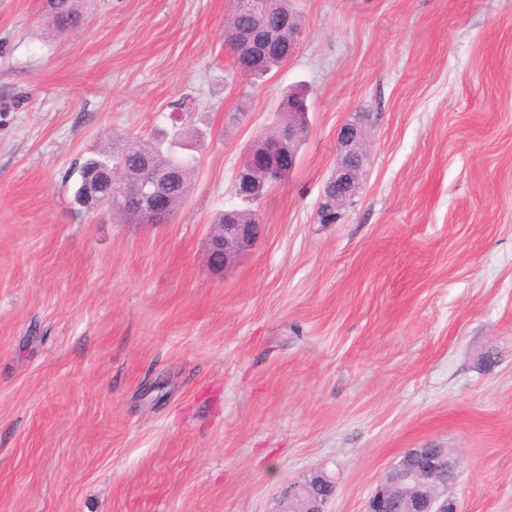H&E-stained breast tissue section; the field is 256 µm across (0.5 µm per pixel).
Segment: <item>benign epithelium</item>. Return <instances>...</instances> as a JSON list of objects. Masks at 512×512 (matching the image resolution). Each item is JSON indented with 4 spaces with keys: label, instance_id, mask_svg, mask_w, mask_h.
Here are the masks:
<instances>
[{
    "label": "benign epithelium",
    "instance_id": "7a95c632",
    "mask_svg": "<svg viewBox=\"0 0 512 512\" xmlns=\"http://www.w3.org/2000/svg\"><path fill=\"white\" fill-rule=\"evenodd\" d=\"M235 7L256 20L255 32L262 39L299 44L302 32L291 23L289 14L280 12L276 30H267V15L278 9V0H236ZM294 119L288 128H276L261 142L263 152H250L243 158L235 175L237 196L257 201L273 180L282 181L294 169L292 143L301 139L306 130L304 106L295 105ZM336 167L328 184L336 185V195L352 198L367 176L368 149L363 122L355 119L342 124L336 132ZM166 171L159 170L150 178L130 179L125 159H114L90 165L76 193L81 204L112 207L119 201L141 216L146 224H155L171 213L163 200L161 183ZM261 225L240 224L237 211L224 212V223L213 225L208 240L207 262L218 269L233 263L259 238ZM457 460L447 448H411L388 473L384 482L371 494L366 512H448V498L432 486L429 480L439 473L453 475ZM333 494V485L323 475L299 483L288 490V512H326Z\"/></svg>",
    "mask_w": 512,
    "mask_h": 512
}]
</instances>
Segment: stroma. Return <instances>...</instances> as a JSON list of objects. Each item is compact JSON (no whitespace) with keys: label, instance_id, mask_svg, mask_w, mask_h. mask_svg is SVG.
<instances>
[{"label":"stroma","instance_id":"1","mask_svg":"<svg viewBox=\"0 0 512 512\" xmlns=\"http://www.w3.org/2000/svg\"><path fill=\"white\" fill-rule=\"evenodd\" d=\"M299 47L232 68L229 0H0V512H282L324 475L364 512L410 448L457 512H512V0H292ZM308 94L256 244L206 250L234 175ZM366 113L368 176L319 205ZM180 127L165 224L74 203L77 166ZM47 12L57 33H64L81 25V9L76 0H48ZM231 54L236 69L250 73V75H244L245 77L257 79L268 75L285 63V59L288 58V48L272 43L266 49L265 55L258 60L249 59L237 50H232ZM165 140V136H160L145 141H151L148 144L152 155L151 160L154 162L153 168H172L177 174L167 190L172 208L175 210L183 202L190 188L197 168V158L180 154L177 148L173 149L171 145L164 148L162 141Z\"/></svg>","mask_w":512,"mask_h":512}]
</instances>
